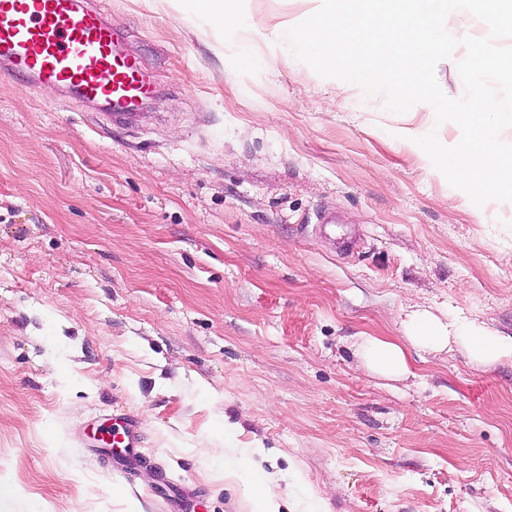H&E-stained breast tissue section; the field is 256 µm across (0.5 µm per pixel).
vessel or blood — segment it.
<instances>
[{
    "instance_id": "1",
    "label": "vessel or blood",
    "mask_w": 512,
    "mask_h": 512,
    "mask_svg": "<svg viewBox=\"0 0 512 512\" xmlns=\"http://www.w3.org/2000/svg\"><path fill=\"white\" fill-rule=\"evenodd\" d=\"M0 70L26 84H48L123 123L140 115L155 83L93 0H0Z\"/></svg>"
}]
</instances>
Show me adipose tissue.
I'll return each instance as SVG.
<instances>
[{
    "instance_id": "ef3b65f1",
    "label": "adipose tissue",
    "mask_w": 512,
    "mask_h": 512,
    "mask_svg": "<svg viewBox=\"0 0 512 512\" xmlns=\"http://www.w3.org/2000/svg\"><path fill=\"white\" fill-rule=\"evenodd\" d=\"M403 343L376 336L360 337L358 349L364 364L387 377L409 374L406 347L436 352L465 349L475 361L512 360V336H499L468 318L452 315L441 319L428 312L414 314L404 327Z\"/></svg>"
}]
</instances>
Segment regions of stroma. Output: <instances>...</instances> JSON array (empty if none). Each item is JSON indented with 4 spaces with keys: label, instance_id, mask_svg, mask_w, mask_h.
<instances>
[{
    "label": "stroma",
    "instance_id": "stroma-1",
    "mask_svg": "<svg viewBox=\"0 0 512 512\" xmlns=\"http://www.w3.org/2000/svg\"><path fill=\"white\" fill-rule=\"evenodd\" d=\"M95 2L158 86L142 127L0 70V512H261L264 476L281 512H512V360L357 353L422 310L512 336V202L415 143L459 127L337 96L280 38L313 0H246L235 33ZM358 349L364 364L387 377L410 374L406 353L397 342L377 336H360Z\"/></svg>",
    "mask_w": 512,
    "mask_h": 512
}]
</instances>
